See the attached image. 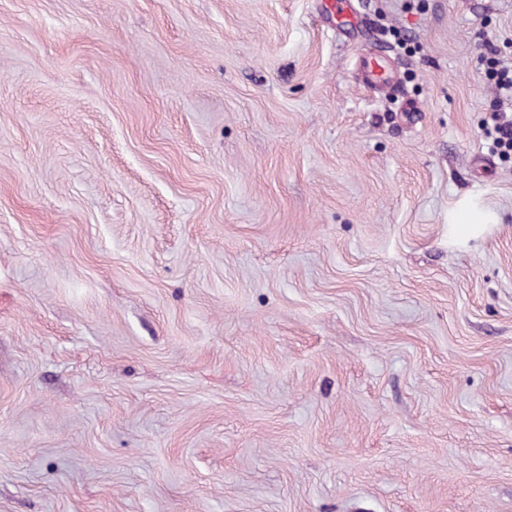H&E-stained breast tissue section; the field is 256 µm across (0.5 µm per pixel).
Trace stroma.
Masks as SVG:
<instances>
[{
	"instance_id": "35a3bbf8",
	"label": "stroma",
	"mask_w": 512,
	"mask_h": 512,
	"mask_svg": "<svg viewBox=\"0 0 512 512\" xmlns=\"http://www.w3.org/2000/svg\"><path fill=\"white\" fill-rule=\"evenodd\" d=\"M354 4L0 0V512H512V0ZM478 62L485 79L495 91L489 115L492 126L489 127V119L486 122L492 150L512 152V63L501 57L497 46L490 40L483 43Z\"/></svg>"
}]
</instances>
